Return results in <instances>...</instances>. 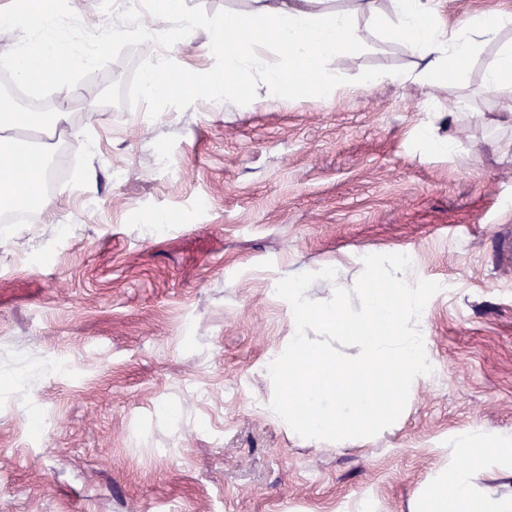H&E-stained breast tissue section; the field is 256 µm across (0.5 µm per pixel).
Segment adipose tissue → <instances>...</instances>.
Here are the masks:
<instances>
[{
	"instance_id": "adipose-tissue-1",
	"label": "adipose tissue",
	"mask_w": 512,
	"mask_h": 512,
	"mask_svg": "<svg viewBox=\"0 0 512 512\" xmlns=\"http://www.w3.org/2000/svg\"><path fill=\"white\" fill-rule=\"evenodd\" d=\"M251 11L201 22L187 9H176L175 0H150V14L141 21L151 27L154 17L172 16L173 27L156 31L157 42L183 39L198 26H205L207 53L219 56L220 67L199 71L173 65L169 56H158L146 89L150 95L170 93L166 76L177 71L179 97L191 99L217 88L224 95L236 93L244 79L259 75L272 93L288 95L301 70L317 73L312 88L325 96L331 86L321 73L329 60L354 51L362 36L351 9L328 7V0H253ZM397 21L387 35L418 59L419 68L409 74H391L394 82H418L433 86L447 83L484 45L498 42L508 19L504 10L493 8L464 23L447 26L438 18L435 0H394ZM59 14L46 0H7L0 7V29L22 32L13 49L11 65L23 86L38 89L52 82L57 105L54 111L17 110L10 99L0 100V132L22 129L44 132L66 120L80 97L74 79L77 69L92 65L98 50H80L57 35ZM278 49V61L269 64L262 53L266 44ZM43 197L40 182L17 171L0 172V207L38 204ZM470 450V464L451 466L429 478L424 485L418 512H512V495L490 498L476 492L470 469L479 465L488 451L475 432L460 436Z\"/></svg>"
}]
</instances>
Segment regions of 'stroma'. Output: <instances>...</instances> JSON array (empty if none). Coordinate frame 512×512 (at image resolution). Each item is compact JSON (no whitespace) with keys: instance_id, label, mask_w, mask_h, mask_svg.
Masks as SVG:
<instances>
[{"instance_id":"stroma-1","label":"stroma","mask_w":512,"mask_h":512,"mask_svg":"<svg viewBox=\"0 0 512 512\" xmlns=\"http://www.w3.org/2000/svg\"><path fill=\"white\" fill-rule=\"evenodd\" d=\"M377 14L392 0L359 8L328 98L274 100L256 76L219 103L140 102L153 42L80 72L50 151L69 179L36 223H0V512H414L467 430L492 449L477 490L512 493V118L483 88L512 25L427 89L368 83L416 65ZM402 252L411 282L442 286L422 325L437 374L376 436L300 437L268 411L293 330L278 280L354 281Z\"/></svg>"}]
</instances>
